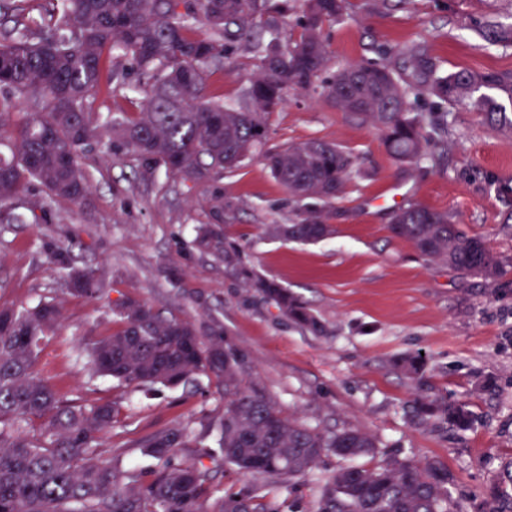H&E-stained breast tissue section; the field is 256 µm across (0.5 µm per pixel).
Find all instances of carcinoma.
Instances as JSON below:
<instances>
[{
    "instance_id": "1",
    "label": "carcinoma",
    "mask_w": 512,
    "mask_h": 512,
    "mask_svg": "<svg viewBox=\"0 0 512 512\" xmlns=\"http://www.w3.org/2000/svg\"><path fill=\"white\" fill-rule=\"evenodd\" d=\"M54 25L25 13L20 0H0V26H13L0 39V130L10 128V154L0 155V211L16 224L51 222L50 202H87L91 174L83 159L107 141L112 156H133L137 177L157 173L214 182L254 154L265 152L273 177L299 203L290 224L271 232L285 240L316 243L332 233L327 211L346 183L364 177L353 153L319 139L263 150L269 117L287 90L312 86L328 61L326 22L347 15L349 0H303L301 34L282 42V22L292 0H58ZM241 50L253 53L254 72L235 106L207 93L209 73L236 66ZM115 60L113 77L125 59L139 72L142 103L137 112L105 118L90 99L99 91L104 63ZM415 72L405 80L390 66H343L326 81L325 98L336 109L377 127L397 162L419 166L434 160L448 134V103L481 114L491 126L512 133V72L461 69L441 73L420 45L404 52ZM436 111L417 112L421 102ZM37 183L41 200L17 203ZM217 220L233 215L235 204L220 189L210 197ZM394 236L427 261H440L467 276L493 279L503 264L484 238L470 235L447 212L421 204L399 209ZM195 244L229 265L236 255L224 249L218 224H202ZM64 248L53 253L68 290L95 299L102 284L90 269L66 263ZM247 284L273 300L281 312L313 334L326 325L273 278L246 273ZM116 328L88 345V364L126 387L187 385L200 376L224 386L220 448L224 465L240 476L228 490L213 470L188 462L184 428H163L141 442L158 461L148 471L119 472L101 459L104 433L117 422L114 402L80 404L64 398L40 375L37 360L46 336L62 323L58 304L0 307V512H297L281 489L311 475L321 457H369L320 487L313 512H455L448 468L435 462L386 456L366 432L341 428L322 432L285 417L254 382L246 357L224 336L217 320L201 324L163 317L151 306L124 300L112 309ZM224 350L216 360L213 350ZM395 367L413 380L424 376L420 355L402 356ZM420 423L438 421L460 432L474 418L463 404L421 396L410 406ZM486 512H512V459L485 490Z\"/></svg>"
}]
</instances>
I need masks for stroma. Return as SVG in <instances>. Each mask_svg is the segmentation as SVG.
I'll return each mask as SVG.
<instances>
[{"mask_svg":"<svg viewBox=\"0 0 512 512\" xmlns=\"http://www.w3.org/2000/svg\"><path fill=\"white\" fill-rule=\"evenodd\" d=\"M350 3L345 19L324 25L325 76L359 62H396L416 44L447 73L512 72V42L490 43L482 31L491 20L512 28V0H388L378 10L374 0ZM239 63L214 71L210 96L237 103L251 60L245 55ZM136 81L104 78L93 110L136 111ZM452 113L447 151L411 169L394 161L376 127L331 106L321 85L290 91L269 119L268 146L325 140L352 151L366 172L329 212L334 235L314 244L268 234L269 225L291 223L298 204L262 155L215 185L162 173L143 183L133 158L115 162L96 147L87 205L59 198L52 223L0 224V307L61 305L62 325L42 343L38 370L69 399L118 402L120 420L106 434L102 456L119 457L122 470L155 467L138 443L163 427L188 430L184 459L219 453L224 414L222 386L213 378L149 390L90 377L87 343L111 330L113 306L133 299L166 317L219 319L284 416L324 432L360 427L386 454L441 462L453 475L460 512H484L485 487L512 457V137L467 107ZM216 186L238 204L224 233L245 265L297 295L327 335L296 326L222 258L197 248L198 226L213 221L207 201ZM411 203L448 212L465 232L482 236L503 274L484 280L421 258L390 231L395 211ZM54 244L75 265L95 270L105 288L99 299L67 291L51 257ZM406 353L424 354L430 393L472 411L469 431L409 420L417 386L392 365ZM486 376L496 378L495 391L477 390Z\"/></svg>","mask_w":512,"mask_h":512,"instance_id":"stroma-1","label":"stroma"}]
</instances>
